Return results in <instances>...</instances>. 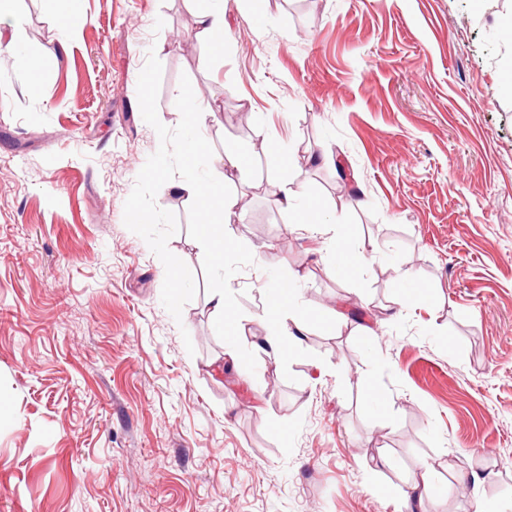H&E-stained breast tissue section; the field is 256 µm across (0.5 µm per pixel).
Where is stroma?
<instances>
[{"label": "stroma", "mask_w": 512, "mask_h": 512, "mask_svg": "<svg viewBox=\"0 0 512 512\" xmlns=\"http://www.w3.org/2000/svg\"><path fill=\"white\" fill-rule=\"evenodd\" d=\"M83 5L55 55L52 0H15L0 51V512H395L424 463L420 512H512V41H487L512 0H223L206 63L195 0ZM151 50L164 125L183 90L218 111L201 133L254 257L229 281L233 332L209 312L191 189L156 196L198 284L181 320L123 222L159 146L137 99ZM234 144L246 170L221 166ZM282 175L324 232L272 203ZM285 282L313 320L277 363L259 345ZM13 2L0 1V47H11L21 27V19L14 10ZM196 27L201 43L204 62L224 51L226 24L223 8L199 9L195 15Z\"/></svg>", "instance_id": "1"}]
</instances>
